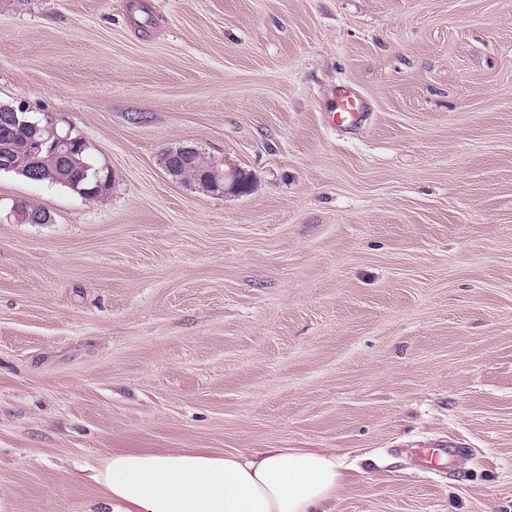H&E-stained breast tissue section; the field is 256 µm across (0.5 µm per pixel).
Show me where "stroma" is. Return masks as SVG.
Wrapping results in <instances>:
<instances>
[{
  "label": "stroma",
  "instance_id": "35a3bbf8",
  "mask_svg": "<svg viewBox=\"0 0 512 512\" xmlns=\"http://www.w3.org/2000/svg\"><path fill=\"white\" fill-rule=\"evenodd\" d=\"M0 103L111 176L0 172V512H91L85 467L155 448H333L335 512H512V0H0ZM365 110L363 97L349 84L339 85L335 90V104L327 112L329 125L335 128L355 125ZM160 161H161L162 166L165 168V170H167L175 165L178 167V170H179L178 173H176L175 170L167 171L168 174L171 175L172 177L177 178V176H178L180 179L189 180L207 192H220V191H215V187L212 184H209V183L199 180V178L197 176V165L193 164V165L187 166V167L180 166L178 164V159L170 151L169 152L165 151L164 153H162Z\"/></svg>",
  "mask_w": 512,
  "mask_h": 512
}]
</instances>
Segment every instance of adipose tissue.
Instances as JSON below:
<instances>
[{"label":"adipose tissue","instance_id":"ef3b65f1","mask_svg":"<svg viewBox=\"0 0 512 512\" xmlns=\"http://www.w3.org/2000/svg\"><path fill=\"white\" fill-rule=\"evenodd\" d=\"M329 448L118 451L94 468L95 512H333L345 479Z\"/></svg>","mask_w":512,"mask_h":512}]
</instances>
